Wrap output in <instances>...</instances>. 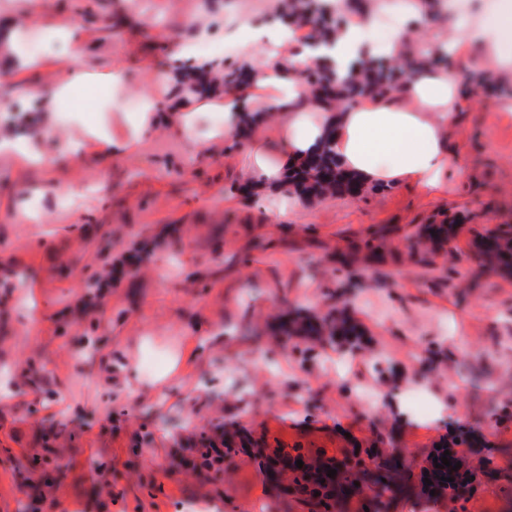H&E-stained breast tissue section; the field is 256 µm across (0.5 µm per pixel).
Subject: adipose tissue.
<instances>
[{"label":"adipose tissue","mask_w":512,"mask_h":512,"mask_svg":"<svg viewBox=\"0 0 512 512\" xmlns=\"http://www.w3.org/2000/svg\"><path fill=\"white\" fill-rule=\"evenodd\" d=\"M427 0H385L379 10L351 22L339 36H308L303 27L281 22L276 27L243 24L238 49L252 75L244 84L223 83L202 91L195 105L181 100L182 76L187 72L223 71L224 56L204 53L206 37L196 20H189L191 35L175 37L168 46L170 64L161 74L169 96L159 101L152 92L141 94V109L130 139H113V159L131 156V142H142L158 125L177 136L194 134L198 112L215 110L224 115L225 138L246 132L239 148L244 164L224 171L225 182L246 180L261 203L257 223L290 224L294 214L307 210L306 197L289 189L287 178L310 156L333 159L341 172L356 180L384 188H404L423 194L447 183L453 151L448 127L458 114L460 80L446 70L418 67L402 88L392 94L357 100L338 108L324 96H313L300 73L325 57L336 62L344 76L357 59L362 43L374 54L399 57L404 49L400 33L380 36L388 18L419 15ZM501 9L458 17L464 37L478 39L496 65L512 72V51L503 46Z\"/></svg>","instance_id":"obj_1"}]
</instances>
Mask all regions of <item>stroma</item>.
<instances>
[{
    "label": "stroma",
    "mask_w": 512,
    "mask_h": 512,
    "mask_svg": "<svg viewBox=\"0 0 512 512\" xmlns=\"http://www.w3.org/2000/svg\"><path fill=\"white\" fill-rule=\"evenodd\" d=\"M281 5L126 0L165 32L203 16L210 38L201 51L223 49L232 71L240 68L227 41L234 10L259 21L280 18ZM115 11L116 0H53L45 11L0 0V23L41 61L1 94L19 99L67 80L73 49L48 41L52 32L79 29L86 74L56 111L36 113L24 138L45 164L0 154V512H252L279 494L262 454L299 447L339 460L360 447L419 463L461 431L506 466L499 451L512 448V421L494 416L512 401V349L495 359L484 349L512 337V278L493 276L476 290L466 283L473 236L512 223V117L499 109L512 80L478 85L479 46L451 58L463 100L439 195L365 185L309 198L314 223L261 226L246 221L257 205L250 186L225 196L223 167L191 165L223 113L198 116L195 138L161 131L134 145L129 164L87 137L90 123L128 135L142 88L164 92L152 76L166 56L144 34L107 32ZM116 68L127 77L118 114ZM80 101L89 111H75ZM53 187L68 191L65 206L43 204L38 221L23 222L30 196ZM444 213L462 225L447 274L392 260L343 269L333 259L381 224L394 228L392 249L404 250L419 225ZM145 245L151 261L137 275L115 274L94 310L87 281ZM335 292L364 331L348 381L328 370L336 348L314 345L301 357L271 333L279 298L319 311ZM215 334L222 343H210ZM358 378L379 395L376 411L357 401ZM419 380L430 394L413 407L404 395ZM219 431L237 451L206 480L188 466L189 450ZM47 448L58 449L57 464H44ZM466 512H512V479L486 475Z\"/></svg>",
    "instance_id": "1"
}]
</instances>
